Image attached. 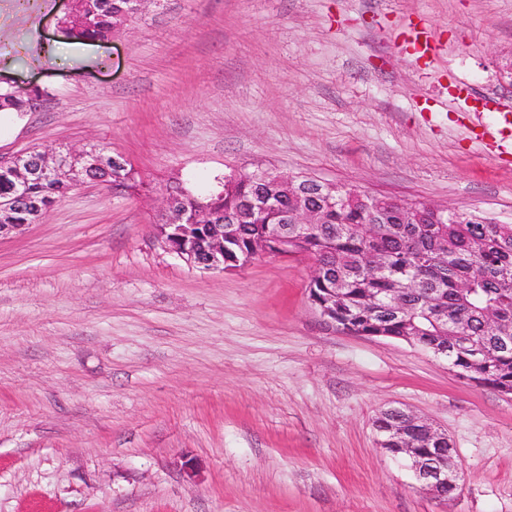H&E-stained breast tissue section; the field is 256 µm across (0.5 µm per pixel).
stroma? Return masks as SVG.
<instances>
[{
  "label": "stroma",
  "instance_id": "35a3bbf8",
  "mask_svg": "<svg viewBox=\"0 0 512 512\" xmlns=\"http://www.w3.org/2000/svg\"><path fill=\"white\" fill-rule=\"evenodd\" d=\"M68 8L0 0V78L46 92L0 156L96 144L144 185L0 237V512H512V398L324 324L312 261L201 272L153 224L167 187L257 169L512 224V0H152L91 51ZM390 407L447 432L452 498L380 447Z\"/></svg>",
  "mask_w": 512,
  "mask_h": 512
}]
</instances>
